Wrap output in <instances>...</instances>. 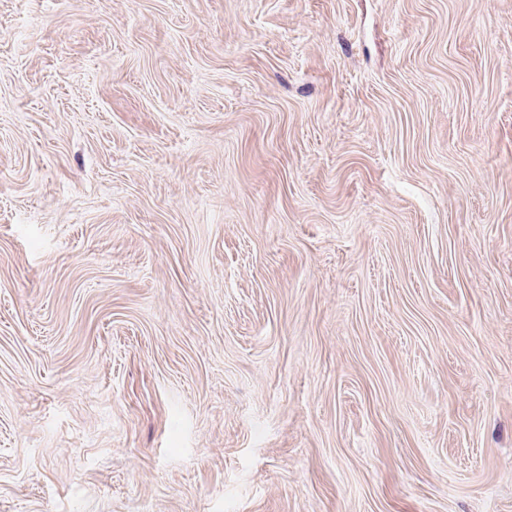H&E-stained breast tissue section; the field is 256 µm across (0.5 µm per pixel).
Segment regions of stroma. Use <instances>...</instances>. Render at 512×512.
<instances>
[{
	"label": "stroma",
	"instance_id": "1",
	"mask_svg": "<svg viewBox=\"0 0 512 512\" xmlns=\"http://www.w3.org/2000/svg\"><path fill=\"white\" fill-rule=\"evenodd\" d=\"M0 512H512V0H0Z\"/></svg>",
	"mask_w": 512,
	"mask_h": 512
}]
</instances>
